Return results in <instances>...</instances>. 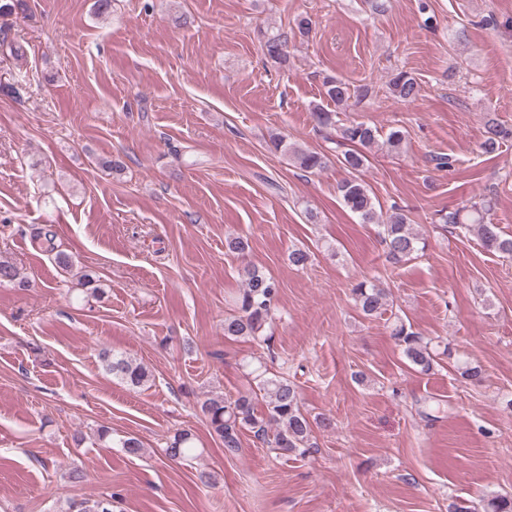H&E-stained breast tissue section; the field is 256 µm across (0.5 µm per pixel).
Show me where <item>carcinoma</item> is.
Masks as SVG:
<instances>
[{
    "label": "carcinoma",
    "mask_w": 512,
    "mask_h": 512,
    "mask_svg": "<svg viewBox=\"0 0 512 512\" xmlns=\"http://www.w3.org/2000/svg\"><path fill=\"white\" fill-rule=\"evenodd\" d=\"M261 43L262 51L272 62L282 65L288 62V36L281 33L265 34ZM324 88L326 98L336 105V109L314 108L312 116L316 128L329 140L336 137L351 145L339 161L352 176L338 183V195L360 223L380 224L379 236L385 247L386 258L392 264H400L424 250L425 239L413 230L408 216L399 208L393 210L385 223H379L375 197L358 172L368 161V151L381 147L397 152L406 134L400 128H393L381 141L377 130L364 122H340L339 110L350 107L352 99L360 101L366 98L368 87L355 89L343 80L328 78ZM388 90L394 98L411 102L418 98L420 86L410 73L400 70L389 79ZM511 139L512 128L490 118L486 121L480 149L482 153L492 155ZM271 144L277 152L292 153L296 165L305 172L312 174L327 166L328 157L315 149L290 147L281 136L273 137ZM491 210L492 202L484 200L453 212L442 213L438 223L454 229L464 225L476 235L485 251L512 258V235L503 233L500 226L492 222ZM278 293L279 284L274 278L254 266H246L244 287L233 299L235 313L224 318V336L251 338L264 343L270 340L264 331ZM351 293L356 307L367 317L378 314L388 303L389 293L372 281L356 283ZM392 336L413 367L424 373L432 370L435 359L429 343L423 337L409 330L403 323L395 325ZM101 360L107 374L133 387H140L150 379L144 365L120 352L104 351ZM254 380V389L239 391L233 398L211 397L201 405L211 430L224 445V454L237 455L241 450V435L248 431L281 457L305 456L309 448L313 447V429L308 415L302 410L297 386L283 377L275 374L271 376L265 370L256 374ZM260 400L265 404L262 412L257 411ZM195 451V438L185 430L175 433L166 442L165 455L173 462L184 461L192 457ZM115 499L114 494L83 499L71 503L69 512H113Z\"/></svg>",
    "instance_id": "carcinoma-1"
}]
</instances>
